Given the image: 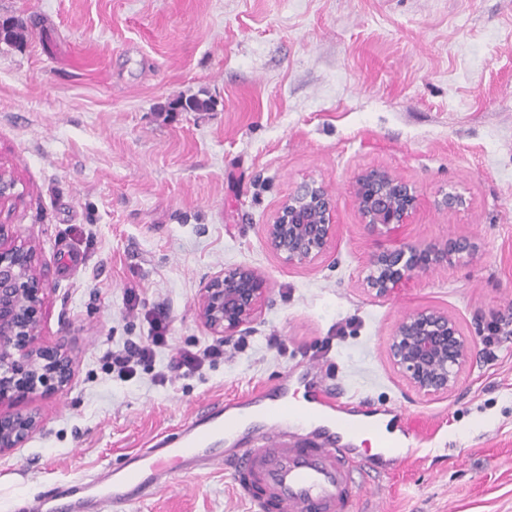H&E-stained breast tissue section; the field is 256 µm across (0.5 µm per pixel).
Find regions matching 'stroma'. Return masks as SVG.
<instances>
[{
	"label": "stroma",
	"instance_id": "35a3bbf8",
	"mask_svg": "<svg viewBox=\"0 0 512 512\" xmlns=\"http://www.w3.org/2000/svg\"><path fill=\"white\" fill-rule=\"evenodd\" d=\"M26 22L0 44V166L20 200L0 218L41 247L50 290L42 340L66 342L74 376L24 401L41 430L0 454V512L97 475L201 403L275 383L306 359L335 392L396 407L423 438L362 490L359 512H512V0H0ZM207 112H170L177 96ZM380 167L420 205L388 236L366 232L350 185ZM335 198L324 256L283 263L261 227L307 181ZM465 203L436 210L445 193ZM473 237L476 253L378 298L370 255L405 242ZM261 271L257 318L202 371L155 383L172 349L215 338L196 310L225 270ZM137 309H130V302ZM168 348L112 378L106 348L145 336L156 304ZM447 310L474 340L448 395L428 401L393 369L388 338L421 307ZM123 512H250L223 469L178 473Z\"/></svg>",
	"mask_w": 512,
	"mask_h": 512
}]
</instances>
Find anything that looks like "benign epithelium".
<instances>
[{
    "mask_svg": "<svg viewBox=\"0 0 512 512\" xmlns=\"http://www.w3.org/2000/svg\"><path fill=\"white\" fill-rule=\"evenodd\" d=\"M361 224L381 236L407 224L417 210L418 188L382 168L361 171L351 191ZM19 199L16 180L0 169V212ZM335 201L322 184L304 183L284 200L263 237L283 262L307 265L322 257L336 237ZM9 236L0 224V404L61 392L73 374V360L64 346L49 351L42 343V310L49 282L37 247ZM477 250L470 236L442 243H407L373 253L366 286L379 298L415 277L471 257ZM267 293L264 276L239 267L214 277L200 290L199 318L211 335L230 340L261 312ZM475 350L461 324L436 307L414 309L395 325L388 355L407 385L432 400L452 392ZM40 427L37 413L18 409L0 413V453L21 447Z\"/></svg>",
    "mask_w": 512,
    "mask_h": 512,
    "instance_id": "7a95c632",
    "label": "benign epithelium"
}]
</instances>
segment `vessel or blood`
I'll return each mask as SVG.
<instances>
[{"label": "vessel or blood", "instance_id": "b4317fda", "mask_svg": "<svg viewBox=\"0 0 512 512\" xmlns=\"http://www.w3.org/2000/svg\"><path fill=\"white\" fill-rule=\"evenodd\" d=\"M360 423L337 414L320 368L305 363L272 388L198 412L177 437L126 455L94 479L76 478L45 493L38 512H119L170 486L179 472L221 465L252 512H353V490L366 461L352 441ZM420 436L385 445L377 466L401 464Z\"/></svg>", "mask_w": 512, "mask_h": 512}]
</instances>
